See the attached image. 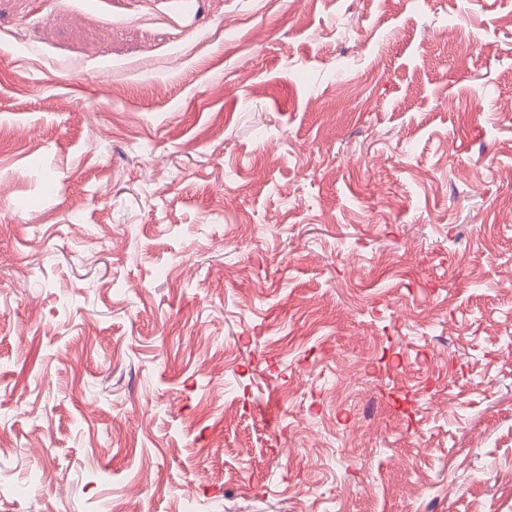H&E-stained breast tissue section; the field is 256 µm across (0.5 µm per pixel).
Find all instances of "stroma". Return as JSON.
Masks as SVG:
<instances>
[{
	"label": "stroma",
	"mask_w": 512,
	"mask_h": 512,
	"mask_svg": "<svg viewBox=\"0 0 512 512\" xmlns=\"http://www.w3.org/2000/svg\"><path fill=\"white\" fill-rule=\"evenodd\" d=\"M512 0H0V512H512Z\"/></svg>",
	"instance_id": "1"
}]
</instances>
